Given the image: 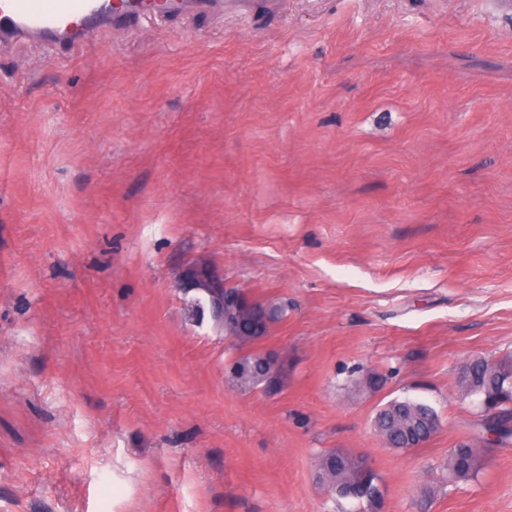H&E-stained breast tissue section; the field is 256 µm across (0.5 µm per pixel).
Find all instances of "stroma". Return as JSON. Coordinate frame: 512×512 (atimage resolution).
I'll list each match as a JSON object with an SVG mask.
<instances>
[{"instance_id":"obj_1","label":"stroma","mask_w":512,"mask_h":512,"mask_svg":"<svg viewBox=\"0 0 512 512\" xmlns=\"http://www.w3.org/2000/svg\"><path fill=\"white\" fill-rule=\"evenodd\" d=\"M207 264L290 309L259 342L173 286ZM512 359V11L501 0H246L0 46V512H334L317 458L382 512H512V443L449 484L489 416L460 377ZM379 372L373 394L356 371ZM410 398L439 433L375 432ZM267 353L271 363L278 359L275 352ZM264 358V353L257 350L239 354L229 372L233 385L242 392H250L265 384L267 388L274 384L277 392L284 389L288 385V363L279 359L274 366H270ZM377 416L382 426L390 421L386 440L383 439L385 443L401 451H406L401 446L407 443L404 437L407 430L415 431L414 442L418 443H408L407 448H421L441 427L440 416L435 409L408 398L391 400L379 409ZM484 448L471 440L459 441L449 449L446 469L448 482L457 483L474 478L482 470ZM318 478L339 500L365 504L364 511L379 512L383 491L380 478L361 456L342 450H325L318 458Z\"/></svg>"}]
</instances>
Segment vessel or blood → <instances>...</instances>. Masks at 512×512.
<instances>
[{"label":"vessel or blood","mask_w":512,"mask_h":512,"mask_svg":"<svg viewBox=\"0 0 512 512\" xmlns=\"http://www.w3.org/2000/svg\"><path fill=\"white\" fill-rule=\"evenodd\" d=\"M241 0H0V41L28 38L44 46L82 48L89 35L135 19L236 9Z\"/></svg>","instance_id":"vessel-or-blood-1"}]
</instances>
